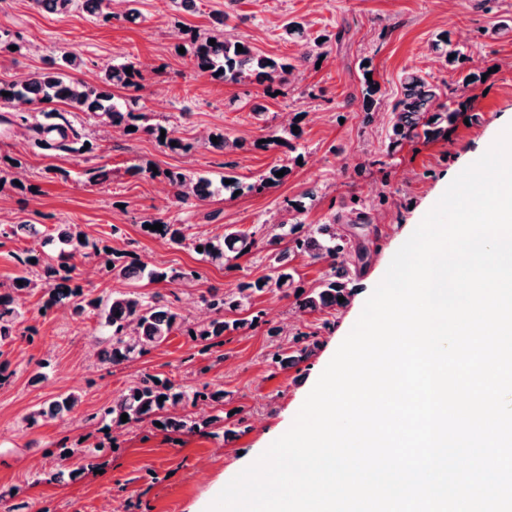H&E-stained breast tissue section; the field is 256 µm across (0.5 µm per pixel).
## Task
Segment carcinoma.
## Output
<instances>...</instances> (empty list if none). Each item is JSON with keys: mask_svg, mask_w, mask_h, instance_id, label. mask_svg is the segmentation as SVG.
<instances>
[{"mask_svg": "<svg viewBox=\"0 0 512 512\" xmlns=\"http://www.w3.org/2000/svg\"><path fill=\"white\" fill-rule=\"evenodd\" d=\"M39 8L58 14H65L74 9L92 14L103 13L106 0H33ZM215 44H209V40ZM190 42L195 68L215 80L239 82L244 78L255 77L266 90L283 83L287 77L298 70V66L281 58L256 52L244 39H231L222 33H201L191 31ZM243 51H237V46ZM432 51L442 58L446 65L455 68L464 60V54L453 45L448 35L444 34L432 44ZM83 65L81 56L74 51L61 55L58 67L33 73L22 74L9 82H0V104L12 108L50 105L62 103L77 112H92L100 118L105 126H130L135 129L143 115L135 113L128 102L120 101L112 89H128L139 85L143 79L141 71L131 63L114 65L105 69L99 83L89 85L71 76V72ZM131 73H126V69ZM403 94L393 107V123L389 133V147L396 149L419 137L438 139L448 132L456 123L459 113L469 107V102L459 99L444 102L437 86L429 82L421 73L408 71L402 78ZM361 93L364 109L372 111L380 104L379 82L363 78ZM59 122L44 126L34 123L29 130L42 137H53L54 131L61 133L57 147L70 149L69 141L77 140L78 133L71 127L68 119L57 114ZM145 132L155 136L159 145L169 150L188 152L193 144L184 142L174 135V131L146 126ZM165 179L174 190L177 203H185L194 198L203 201L207 193L200 187L209 186V181L192 172L169 170ZM278 233L269 240L273 250L268 259L274 268V277L263 282L244 283L234 292L217 291L202 297L203 303L213 316L194 325H185V319L168 305L161 302L157 295L146 296L137 292H124L106 298L91 297L84 293L82 286L74 283L73 265L75 255L82 253L86 242L80 240L82 231L75 224H58L55 233L66 250L52 257L35 248H27L16 256L23 267V274L7 283L0 282V345L6 344L18 335L21 313L17 308L21 295L35 288L41 289L43 307L47 310L58 306H68L74 315L92 314L100 319L106 330V336L96 341L97 351L102 361L118 366L130 362L148 353L182 329L193 340L206 343L224 336V333L237 331L245 323L224 320V312L237 311L245 307L251 298L270 289H275L295 299L297 308L303 312H312L341 306L338 297H348L350 270L343 255L347 242L336 233L335 222L318 224L306 235L296 234L297 225L279 224ZM187 227L182 224L162 223V229L152 230L150 234L177 246L187 244L202 247L200 255L211 262L230 266L232 261L247 254V250L257 247L254 236L242 231H226L224 235L205 241H191ZM288 246L281 247L282 243ZM306 253L315 261H330L331 271L318 285L301 292L293 289L294 275L288 271L287 259L290 250ZM94 254L101 263L112 264L110 272L115 280H147L151 283L192 281L199 273L192 271L176 272L150 267L138 261L130 254L109 246L96 247ZM23 284H17V281ZM309 336L294 339L296 349L290 356H281L278 363L297 366L306 361L312 352L306 344ZM225 393L222 390L191 389L177 385L168 379L161 380L155 376H146L129 386L118 398L96 413L99 422L114 430L127 429L140 424L153 425L157 422L177 431L202 432L212 425L211 419H196L188 414L180 415L178 410L188 405H197L210 400L221 402ZM81 402V395L74 392L62 395L52 403V413H71ZM128 415V421L122 422L121 415Z\"/></svg>", "mask_w": 512, "mask_h": 512, "instance_id": "cac0c4a2", "label": "carcinoma"}]
</instances>
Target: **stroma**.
<instances>
[{"mask_svg":"<svg viewBox=\"0 0 512 512\" xmlns=\"http://www.w3.org/2000/svg\"><path fill=\"white\" fill-rule=\"evenodd\" d=\"M136 19L124 0H110L109 19L73 10L49 13L33 0H0V34L18 39L0 49V81L53 68L62 52L77 51L85 65L79 80L96 83L101 68L134 63L144 80L132 92L134 109L152 126L174 130L195 145L188 153L159 146L154 135L102 127L76 113L98 148L63 154L33 147L18 111L0 107V226L35 224L38 237H0V281L21 272L15 256L38 247L54 225L76 224L89 240L130 252L150 266L198 272L191 283L152 284L112 279L94 257L76 256L74 274L85 292L159 295L194 323L209 311L202 295L227 292L240 283L273 276L266 242L277 222L288 219L289 201L311 194L306 227L335 220L349 244L352 271L347 303L302 313L278 291L256 294L245 309L225 313L243 329L202 348L183 333L136 361L112 366L94 354L102 335L98 318L70 309L43 310L40 294L23 295L21 334L0 347L12 377L0 385V512H205L223 487L272 440L285 433L318 377L358 320L390 261L441 197L449 183L478 159L512 124V33L492 36L512 21V0H196L192 10L175 0H137ZM311 38L327 36L320 65L289 76L279 94L254 82L224 83L199 73L186 49L189 32L242 38L259 52L291 61L307 54L310 41L288 39L289 22ZM450 32L466 55V68L486 71L482 85L463 86L430 50ZM370 58L382 101L365 114L358 64ZM427 75L444 97L472 100L473 118L457 122L448 138L418 139L388 153L392 108L408 70ZM298 124L301 136L255 147L257 139ZM220 130L229 148L207 142ZM288 174L275 186L257 189L260 176L276 166ZM103 166L107 184H85L83 172ZM191 170L220 182L243 185L241 195L176 203L163 172ZM158 217L184 224L192 236L211 238L225 230H250L257 250L232 267L204 261L192 248L148 234L142 223ZM316 333L318 345L300 365L275 363V353L293 350L295 335ZM224 389L220 406L199 403L196 415L214 418L213 435L168 433L135 427L105 433L92 420L127 387L145 376ZM78 392L81 405L60 418L30 427L26 416L58 396ZM114 442L101 472L86 470L74 481L56 482L61 443L92 447Z\"/></svg>","mask_w":512,"mask_h":512,"instance_id":"1","label":"stroma"}]
</instances>
